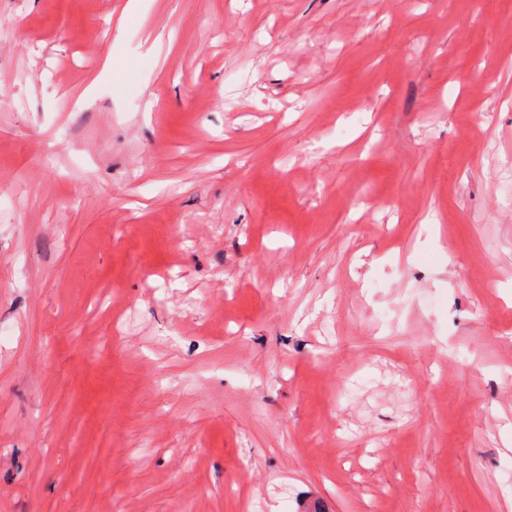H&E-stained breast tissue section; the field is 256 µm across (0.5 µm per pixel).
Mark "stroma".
<instances>
[{
	"label": "stroma",
	"instance_id": "1",
	"mask_svg": "<svg viewBox=\"0 0 512 512\" xmlns=\"http://www.w3.org/2000/svg\"><path fill=\"white\" fill-rule=\"evenodd\" d=\"M126 2L0 0V512H512V0Z\"/></svg>",
	"mask_w": 512,
	"mask_h": 512
}]
</instances>
